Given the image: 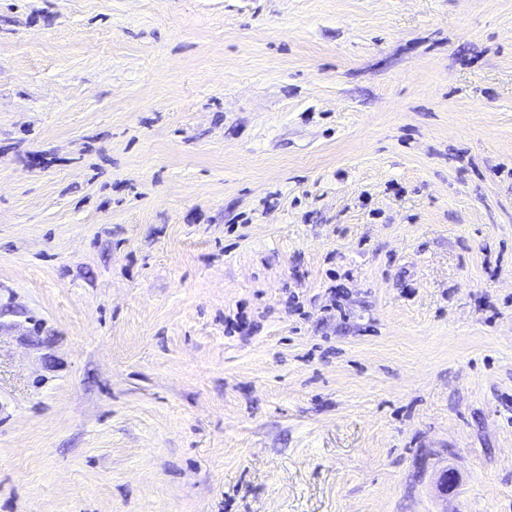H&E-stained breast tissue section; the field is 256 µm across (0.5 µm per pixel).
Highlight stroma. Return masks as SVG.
<instances>
[{
  "label": "stroma",
  "mask_w": 512,
  "mask_h": 512,
  "mask_svg": "<svg viewBox=\"0 0 512 512\" xmlns=\"http://www.w3.org/2000/svg\"><path fill=\"white\" fill-rule=\"evenodd\" d=\"M0 512H512V0H0Z\"/></svg>",
  "instance_id": "35a3bbf8"
}]
</instances>
